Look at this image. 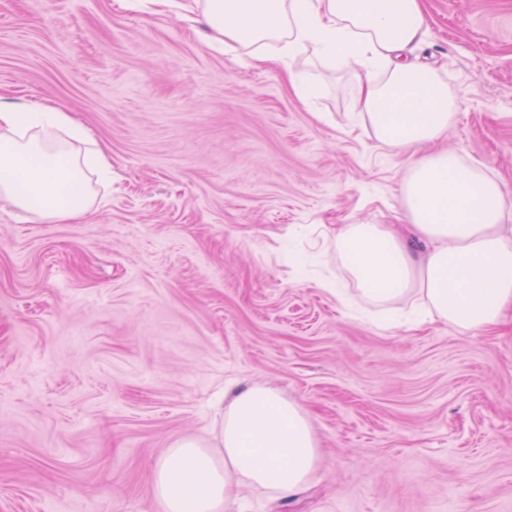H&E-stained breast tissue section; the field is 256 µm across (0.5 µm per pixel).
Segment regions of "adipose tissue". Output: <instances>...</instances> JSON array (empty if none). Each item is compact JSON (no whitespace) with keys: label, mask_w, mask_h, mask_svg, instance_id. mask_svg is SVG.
Segmentation results:
<instances>
[{"label":"adipose tissue","mask_w":512,"mask_h":512,"mask_svg":"<svg viewBox=\"0 0 512 512\" xmlns=\"http://www.w3.org/2000/svg\"><path fill=\"white\" fill-rule=\"evenodd\" d=\"M185 23L204 16L213 48L238 46L255 65L278 64L302 100L313 89L301 54L353 72L362 126L377 141L411 149L403 182L406 232L345 224L336 253L362 296L386 306L410 290L411 323L473 332L512 308V226L506 192L482 167L435 145L461 102L433 69L406 59L428 34L423 0H154ZM112 181V158L54 103L0 101V198L45 222L77 223L96 185ZM318 439L305 409L266 385L238 389L224 409L221 444L178 441L156 463L164 512H231L240 488L284 497L316 471Z\"/></svg>","instance_id":"ef3b65f1"}]
</instances>
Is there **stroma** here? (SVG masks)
Masks as SVG:
<instances>
[{
  "mask_svg": "<svg viewBox=\"0 0 512 512\" xmlns=\"http://www.w3.org/2000/svg\"><path fill=\"white\" fill-rule=\"evenodd\" d=\"M416 55L462 98L442 148L506 191L512 0H425ZM146 0H0V99H52L112 157L77 224L0 200V512H161L172 443L214 448L224 394L277 388L319 440L313 482L243 512H512V317L386 326L340 224H404L407 151L352 128V74L211 49Z\"/></svg>",
  "mask_w": 512,
  "mask_h": 512,
  "instance_id": "35a3bbf8",
  "label": "stroma"
}]
</instances>
